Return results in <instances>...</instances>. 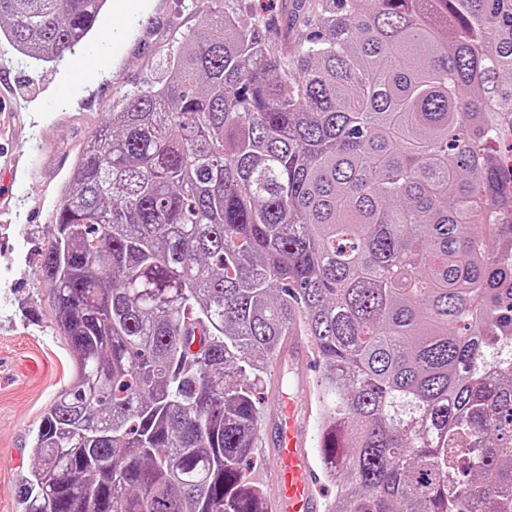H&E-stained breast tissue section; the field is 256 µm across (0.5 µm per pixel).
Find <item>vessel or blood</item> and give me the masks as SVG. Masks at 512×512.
I'll list each match as a JSON object with an SVG mask.
<instances>
[{
    "label": "vessel or blood",
    "mask_w": 512,
    "mask_h": 512,
    "mask_svg": "<svg viewBox=\"0 0 512 512\" xmlns=\"http://www.w3.org/2000/svg\"><path fill=\"white\" fill-rule=\"evenodd\" d=\"M312 408L305 391L278 396L272 415L276 421L272 443L278 465L270 471L272 512H321L319 476L306 448L307 420Z\"/></svg>",
    "instance_id": "1"
}]
</instances>
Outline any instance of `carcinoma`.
<instances>
[{"label": "carcinoma", "mask_w": 512, "mask_h": 512, "mask_svg": "<svg viewBox=\"0 0 512 512\" xmlns=\"http://www.w3.org/2000/svg\"><path fill=\"white\" fill-rule=\"evenodd\" d=\"M273 55L206 0L169 78L88 139L39 272L72 383L21 512H268L258 390L316 382L328 512H512V0H302ZM107 0H0L61 59ZM499 164L505 173L497 190V201L502 208L504 218L501 222L509 223L512 220V154H503L498 157ZM258 446V448H255L254 459L252 465L247 470V474L250 479L263 484L259 478L273 464V448L261 445V441Z\"/></svg>", "instance_id": "cac0c4a2"}]
</instances>
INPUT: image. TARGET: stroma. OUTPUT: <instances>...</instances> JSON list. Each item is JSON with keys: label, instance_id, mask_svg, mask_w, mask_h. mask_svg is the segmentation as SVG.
<instances>
[{"label": "stroma", "instance_id": "1", "mask_svg": "<svg viewBox=\"0 0 512 512\" xmlns=\"http://www.w3.org/2000/svg\"><path fill=\"white\" fill-rule=\"evenodd\" d=\"M226 4L243 20L259 17L274 51L301 34L296 0ZM203 8L204 0H108L74 53L51 63L0 39V512H20L33 438L70 384L50 287L37 272L68 173L123 95L165 79L171 52Z\"/></svg>", "mask_w": 512, "mask_h": 512}]
</instances>
